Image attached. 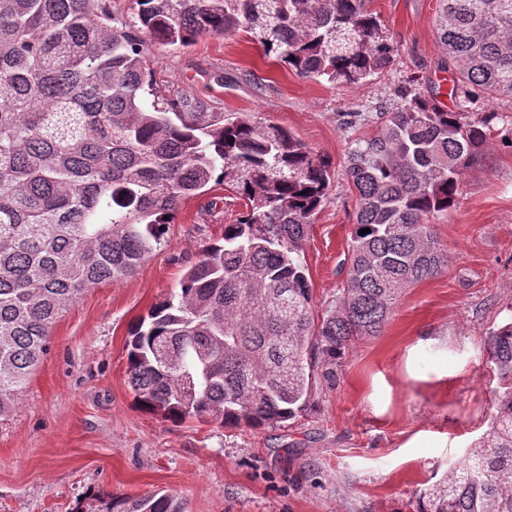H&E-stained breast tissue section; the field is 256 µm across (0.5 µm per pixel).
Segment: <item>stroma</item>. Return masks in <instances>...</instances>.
<instances>
[{
	"label": "stroma",
	"mask_w": 512,
	"mask_h": 512,
	"mask_svg": "<svg viewBox=\"0 0 512 512\" xmlns=\"http://www.w3.org/2000/svg\"><path fill=\"white\" fill-rule=\"evenodd\" d=\"M394 62L362 85L302 78L250 34L145 44L153 93L195 97L288 129L333 161L304 245L318 315L334 306L355 209L350 144L373 132L398 86L443 83L436 0H370ZM496 113L485 157L462 178L456 210L435 218L448 265L412 285L380 336L356 341L316 375L286 425L225 428L139 408L127 376L129 331L177 288L187 266L245 209L210 182L183 201L164 245L128 277L86 290L53 325L19 408L0 425V512H72L91 493H168L187 512H419L430 490L489 425L496 386L488 332L512 317V96L466 107Z\"/></svg>",
	"instance_id": "obj_1"
}]
</instances>
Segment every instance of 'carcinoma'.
<instances>
[{"label":"carcinoma","mask_w":512,"mask_h":512,"mask_svg":"<svg viewBox=\"0 0 512 512\" xmlns=\"http://www.w3.org/2000/svg\"><path fill=\"white\" fill-rule=\"evenodd\" d=\"M450 98L512 96V0H436ZM247 32L297 75L362 84L394 60L368 0H143L138 21L103 0H0V420L19 407L61 312L165 242L181 201L210 181L246 210L130 330L136 401L174 420L279 426L318 366L381 334L410 285L448 266L431 220L455 209L494 113L413 84L354 140L356 209L336 304L315 320L301 252L331 165L285 128L192 99L148 103L144 37L188 46ZM367 232L360 233L361 229ZM497 380L488 430L426 493L427 512H512V318L488 333ZM74 512H185L154 493L97 496Z\"/></svg>","instance_id":"cac0c4a2"}]
</instances>
